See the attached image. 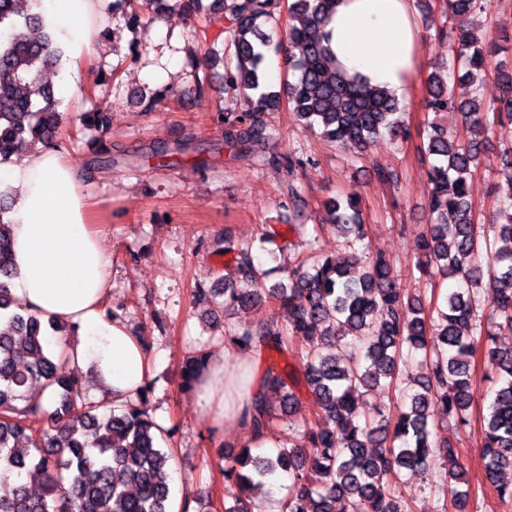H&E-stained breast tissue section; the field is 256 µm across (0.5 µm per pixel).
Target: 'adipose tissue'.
Segmentation results:
<instances>
[{
  "mask_svg": "<svg viewBox=\"0 0 512 512\" xmlns=\"http://www.w3.org/2000/svg\"><path fill=\"white\" fill-rule=\"evenodd\" d=\"M105 0H35L45 29L62 48L64 95L79 96L78 76L102 45L94 26ZM337 64L385 88L408 95L421 66V30L412 0H336L325 27ZM13 197L9 214L15 276L10 290L41 319L71 324L74 336L48 339L66 345L72 364L94 366L113 402L136 400L152 377L140 337L106 316L112 252L93 221L82 171L55 148L22 161L0 163V191ZM254 394L249 366L226 369L213 361L194 391L200 418L214 428L246 425Z\"/></svg>",
  "mask_w": 512,
  "mask_h": 512,
  "instance_id": "obj_1",
  "label": "adipose tissue"
}]
</instances>
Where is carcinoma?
I'll return each instance as SVG.
<instances>
[{"instance_id": "carcinoma-1", "label": "carcinoma", "mask_w": 512, "mask_h": 512, "mask_svg": "<svg viewBox=\"0 0 512 512\" xmlns=\"http://www.w3.org/2000/svg\"><path fill=\"white\" fill-rule=\"evenodd\" d=\"M224 14L227 40L234 52L224 62L228 86L251 92L255 108L224 115L221 137L234 156L266 160L269 139L265 115L287 99L295 118L318 128L341 144L366 149L389 136L406 133L403 105L388 92L363 85L333 65L324 27L336 0H291L282 24L264 31L278 0H213ZM202 0H144L132 2L128 24L141 26L140 11L155 15L178 6L199 9ZM487 0H446L451 28L438 35L450 40V58L430 72L425 108L441 113L458 110L463 134L435 127L428 133L425 154L430 158L431 185L427 232L417 242L419 262L434 265L444 279L464 287L450 291L443 307L427 308L399 285L394 265L377 252L361 272L351 259L312 255L288 267L287 281L267 285L265 272L251 251L239 249L235 277L222 288L197 289L198 300L213 307H254L270 302L288 308V325L235 326L228 331L238 347L267 348L276 353L265 371L262 389L247 409L253 435L268 433L273 419L299 413V381L322 409V417L294 440L262 457L244 447L225 457L228 504L224 512H260L256 503L263 479L281 472L291 481L282 512H411L400 492L384 477L393 470H426L439 458L448 463L444 488L454 512H468V491L457 487L458 450L449 442L431 440L434 408L443 417L466 424L474 401L471 386L476 344L495 365L491 378L482 453L485 480L499 498L512 499V348L494 345L499 334H512V251H490V237L512 239V216L505 224L475 222L468 177L485 147V134L497 126L512 133V73L507 62L493 55L504 51L493 38L486 46L474 42L470 18L486 11ZM0 162L20 147L55 145L63 122L53 88L39 79L44 68L60 63L63 50L45 31L38 14H23L18 0H0ZM288 53L293 80L275 91L267 86L263 68L270 52ZM85 130H107L100 112H84ZM203 148L195 137L157 142L145 157L158 167L199 157ZM139 157L120 159L101 150L89 170L102 172L123 162L132 167ZM499 202L512 209V159L495 173ZM6 207L0 203V317L10 330L0 332V512H170L172 454L158 447L154 418L142 405L117 406L90 401L79 370L63 373L65 350L52 351L48 332L65 330L43 322L10 292L13 257ZM325 221L352 251L365 245L359 202L348 195L331 201ZM488 288L487 313L477 312L479 289ZM351 337L354 354H336L344 346L335 326ZM297 339L306 347L288 363V346ZM424 353L419 390L409 404L390 416L377 409L357 411L363 389L397 384L402 348ZM197 353L182 365L181 389L193 383L207 364ZM49 390L54 409L44 412L38 394ZM46 415L51 425L32 422ZM41 473L44 490L30 491L22 476Z\"/></svg>"}]
</instances>
